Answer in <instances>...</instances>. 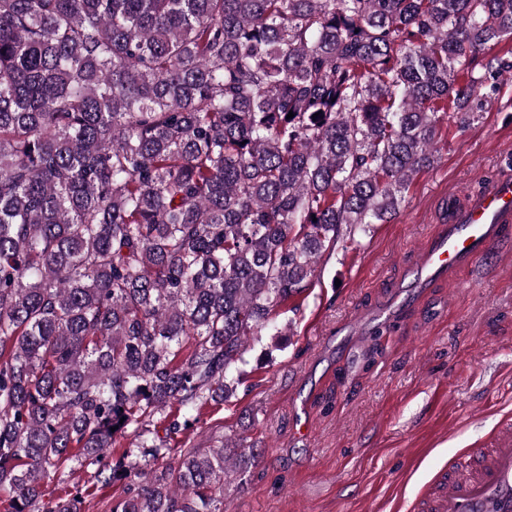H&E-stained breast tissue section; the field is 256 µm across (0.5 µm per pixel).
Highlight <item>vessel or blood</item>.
Here are the masks:
<instances>
[{"label": "vessel or blood", "mask_w": 512, "mask_h": 512, "mask_svg": "<svg viewBox=\"0 0 512 512\" xmlns=\"http://www.w3.org/2000/svg\"><path fill=\"white\" fill-rule=\"evenodd\" d=\"M512 228V176L503 175L473 194L448 229L422 253L419 270L442 275L463 262L480 260L492 241ZM413 512H512V418L489 437L463 449L440 469Z\"/></svg>", "instance_id": "b4317fda"}]
</instances>
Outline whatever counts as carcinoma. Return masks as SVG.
<instances>
[{"label":"carcinoma","instance_id":"obj_1","mask_svg":"<svg viewBox=\"0 0 512 512\" xmlns=\"http://www.w3.org/2000/svg\"><path fill=\"white\" fill-rule=\"evenodd\" d=\"M510 71L512 0H0L4 512H224L253 449L167 437ZM121 487L97 490L93 496L87 497L82 505V512H107L111 500L116 501L121 496Z\"/></svg>","mask_w":512,"mask_h":512}]
</instances>
